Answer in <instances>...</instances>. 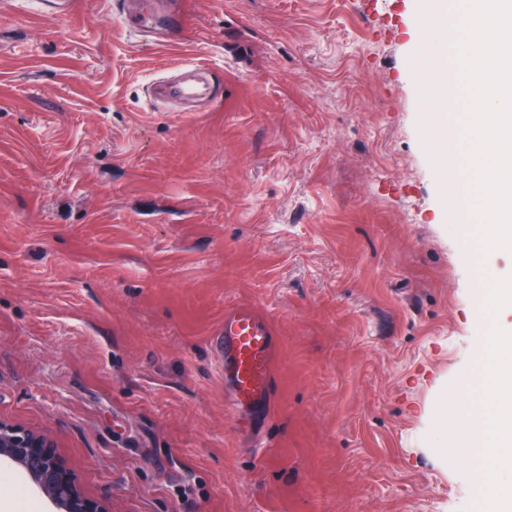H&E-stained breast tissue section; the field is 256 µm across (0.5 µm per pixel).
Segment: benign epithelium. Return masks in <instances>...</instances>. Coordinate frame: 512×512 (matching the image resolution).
I'll return each mask as SVG.
<instances>
[{
    "mask_svg": "<svg viewBox=\"0 0 512 512\" xmlns=\"http://www.w3.org/2000/svg\"><path fill=\"white\" fill-rule=\"evenodd\" d=\"M23 469L40 492L59 512H110L88 497L71 479L51 442L18 425L0 420V462Z\"/></svg>",
    "mask_w": 512,
    "mask_h": 512,
    "instance_id": "benign-epithelium-1",
    "label": "benign epithelium"
}]
</instances>
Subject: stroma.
<instances>
[{"mask_svg":"<svg viewBox=\"0 0 512 512\" xmlns=\"http://www.w3.org/2000/svg\"><path fill=\"white\" fill-rule=\"evenodd\" d=\"M0 0V420L111 512H485L435 409L476 395L512 254L449 224L409 0ZM272 326L274 409L225 384ZM52 505L0 466V512ZM133 23V32L141 40L157 44L179 35L185 27V18L173 14L170 9L159 11L158 6H150ZM219 338L224 378L232 384L240 406L263 405L273 369V332L252 307L240 305L224 313Z\"/></svg>","mask_w":512,"mask_h":512,"instance_id":"obj_1","label":"stroma"}]
</instances>
